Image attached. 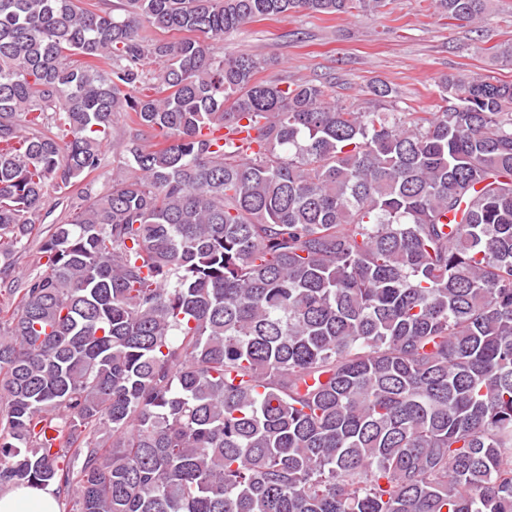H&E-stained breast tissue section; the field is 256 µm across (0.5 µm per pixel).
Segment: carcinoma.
Returning <instances> with one entry per match:
<instances>
[{
	"mask_svg": "<svg viewBox=\"0 0 512 512\" xmlns=\"http://www.w3.org/2000/svg\"><path fill=\"white\" fill-rule=\"evenodd\" d=\"M385 2L0 0V489L54 484L67 512H512V81L449 75L398 112L376 80L366 111L198 39ZM436 4L477 26L492 0ZM120 112L112 190L85 187L10 278Z\"/></svg>",
	"mask_w": 512,
	"mask_h": 512,
	"instance_id": "1",
	"label": "carcinoma"
}]
</instances>
